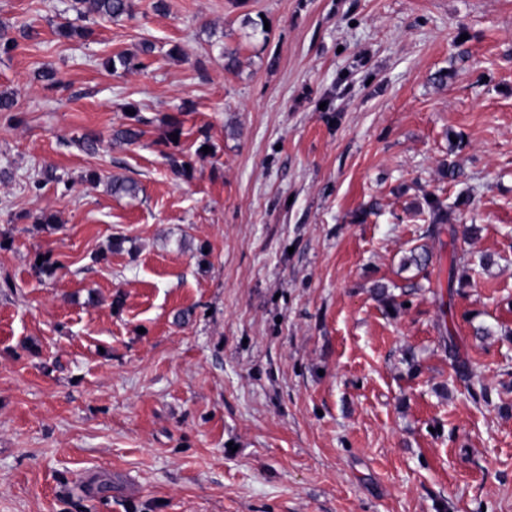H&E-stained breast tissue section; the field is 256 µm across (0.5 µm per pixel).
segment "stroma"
I'll return each mask as SVG.
<instances>
[{
    "label": "stroma",
    "mask_w": 512,
    "mask_h": 512,
    "mask_svg": "<svg viewBox=\"0 0 512 512\" xmlns=\"http://www.w3.org/2000/svg\"><path fill=\"white\" fill-rule=\"evenodd\" d=\"M153 3L0 0V512H512V0ZM78 18L88 16L118 20L133 14V0H74L72 5ZM154 52V46L150 42H144L141 46L139 54L119 53L111 57H107L102 61V65L117 72L118 70L130 71L141 69L144 64L139 60V56H148ZM130 110L134 111V115L125 113L128 122L112 133V141L120 146L136 144L145 133L142 127L151 123L150 118L143 115L140 110L132 108Z\"/></svg>",
    "instance_id": "obj_1"
}]
</instances>
